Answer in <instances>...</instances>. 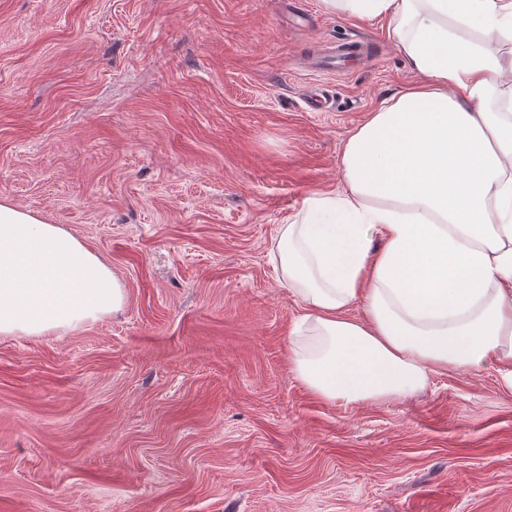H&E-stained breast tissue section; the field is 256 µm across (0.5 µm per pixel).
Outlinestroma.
Returning <instances> with one entry per match:
<instances>
[{
	"label": "stroma",
	"instance_id": "1",
	"mask_svg": "<svg viewBox=\"0 0 512 512\" xmlns=\"http://www.w3.org/2000/svg\"><path fill=\"white\" fill-rule=\"evenodd\" d=\"M387 26L322 0H0V200L125 295L0 336V512H512L495 366L352 407L292 368L301 310L270 246L415 81ZM350 40L372 57L304 68Z\"/></svg>",
	"mask_w": 512,
	"mask_h": 512
}]
</instances>
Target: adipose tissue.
Wrapping results in <instances>:
<instances>
[{
	"label": "adipose tissue",
	"mask_w": 512,
	"mask_h": 512,
	"mask_svg": "<svg viewBox=\"0 0 512 512\" xmlns=\"http://www.w3.org/2000/svg\"><path fill=\"white\" fill-rule=\"evenodd\" d=\"M322 3L343 18H389L417 79L349 135L343 190L311 193L301 223L278 229L271 259L312 337L293 370L346 405L489 364L512 388V55L460 35L512 42V0ZM123 302L85 244L0 203L1 336L74 330Z\"/></svg>",
	"instance_id": "obj_1"
}]
</instances>
